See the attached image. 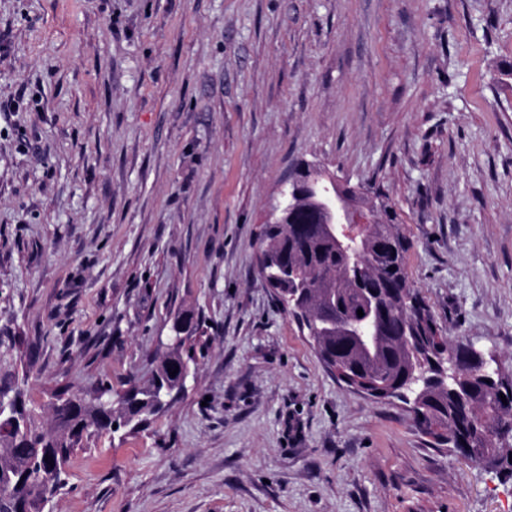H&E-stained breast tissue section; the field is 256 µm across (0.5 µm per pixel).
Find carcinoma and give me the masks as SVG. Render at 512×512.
Listing matches in <instances>:
<instances>
[{
  "label": "carcinoma",
  "instance_id": "cac0c4a2",
  "mask_svg": "<svg viewBox=\"0 0 512 512\" xmlns=\"http://www.w3.org/2000/svg\"><path fill=\"white\" fill-rule=\"evenodd\" d=\"M378 228L386 234L394 257L377 261L374 250L362 265V271L350 266L347 253L336 248L325 235L318 219V205L310 201L305 210L288 222L281 216L262 226L261 243L265 257L259 276L282 302L295 284L283 277L282 267L291 264L302 270L304 288L314 312L311 330L316 353L328 365L336 361L348 373L369 378L376 390L400 388L408 378L425 372L431 356L448 354L455 362L448 364V379L443 383L414 386L417 397L413 413L424 433L435 443L447 442L446 435L475 450L471 457L477 466L491 467L512 474V409L500 395L512 399V373L490 380L480 370L481 354L462 343H452L443 336L435 315L420 293L411 286L406 266L409 239L401 232L400 211L395 206L384 214ZM379 276L386 277L395 295L385 305L397 308L391 327L376 320L373 342L366 345L359 337L343 330L375 314L364 299L363 288ZM363 311L358 316L357 310ZM179 314L195 316V336L169 344L157 361L147 384L133 388L130 405L141 413L138 422L145 425L161 413L157 404V383L169 388L179 386L181 371L196 361V348L203 347L206 323L202 315L188 309ZM178 373L170 376L168 369ZM125 392L108 383H99L90 391L63 389L53 393V409L67 405L69 422H57L56 429L44 428L32 410L15 409L13 401H3L0 408V512H10L16 502L28 512H43L46 483L42 476L45 458L52 448L72 450L83 437L69 430L85 422L114 419L113 403L124 399Z\"/></svg>",
  "mask_w": 512,
  "mask_h": 512
}]
</instances>
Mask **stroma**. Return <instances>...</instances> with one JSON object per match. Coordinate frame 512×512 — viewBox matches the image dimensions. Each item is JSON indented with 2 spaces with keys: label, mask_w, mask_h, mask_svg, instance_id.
<instances>
[{
  "label": "stroma",
  "mask_w": 512,
  "mask_h": 512,
  "mask_svg": "<svg viewBox=\"0 0 512 512\" xmlns=\"http://www.w3.org/2000/svg\"><path fill=\"white\" fill-rule=\"evenodd\" d=\"M380 185L454 342L512 370V0H0V389L183 399L44 512H512V479L330 375L258 274L299 160ZM174 314H181V316H189L190 314L195 315V333L196 335L186 340L179 342H173L169 344L167 351L157 361L154 369L151 372V376L144 386H134L133 397L129 403L133 406L137 412H141V416L138 420L133 421L129 426V432L138 430L142 426L148 423V421L161 413L165 408H161L157 404V383L156 379L159 378L163 382V386L167 385L169 388H176L179 386L180 377L182 371L187 367L191 368V364L196 361V348L202 349L205 342L202 341V337L206 335V323L200 313H195L194 310H178ZM168 368L171 371L178 369V373L175 377L169 376ZM190 379L195 380V376L190 378V372L185 371L182 375V380L179 386L181 393L188 390V383ZM140 422L138 426L135 425Z\"/></svg>",
  "instance_id": "1"
}]
</instances>
